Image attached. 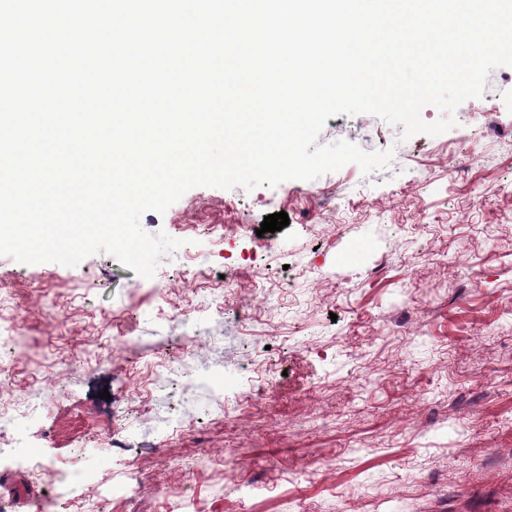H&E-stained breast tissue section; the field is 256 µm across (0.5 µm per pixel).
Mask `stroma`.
<instances>
[{
	"instance_id": "35a3bbf8",
	"label": "stroma",
	"mask_w": 512,
	"mask_h": 512,
	"mask_svg": "<svg viewBox=\"0 0 512 512\" xmlns=\"http://www.w3.org/2000/svg\"><path fill=\"white\" fill-rule=\"evenodd\" d=\"M455 118L404 141L375 116H334L319 143L390 148L391 166L198 186L145 212V231L182 242L149 279L106 253L0 256L17 353L0 407L43 403L0 435V499L512 512V66ZM281 211L288 226L260 233ZM32 456L49 468L30 473Z\"/></svg>"
}]
</instances>
